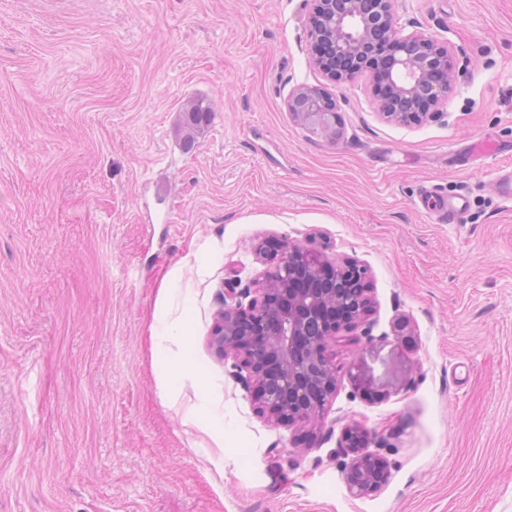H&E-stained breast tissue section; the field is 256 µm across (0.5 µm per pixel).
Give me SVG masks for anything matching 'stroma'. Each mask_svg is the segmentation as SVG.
Listing matches in <instances>:
<instances>
[{
  "label": "stroma",
  "instance_id": "1",
  "mask_svg": "<svg viewBox=\"0 0 512 512\" xmlns=\"http://www.w3.org/2000/svg\"><path fill=\"white\" fill-rule=\"evenodd\" d=\"M308 11L0 0V512H512V205L489 186L512 155L467 157L512 144V0H398L457 67L418 125L378 112L371 73L329 84ZM302 85L329 89L335 139L288 112ZM432 183L469 194L462 224L417 211ZM269 237L370 288L324 413L289 426L209 345ZM157 316L190 342L153 346ZM348 430L388 465L376 493L348 486Z\"/></svg>",
  "mask_w": 512,
  "mask_h": 512
}]
</instances>
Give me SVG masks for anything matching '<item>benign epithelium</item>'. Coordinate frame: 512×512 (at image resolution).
I'll return each instance as SVG.
<instances>
[{
    "label": "benign epithelium",
    "mask_w": 512,
    "mask_h": 512,
    "mask_svg": "<svg viewBox=\"0 0 512 512\" xmlns=\"http://www.w3.org/2000/svg\"><path fill=\"white\" fill-rule=\"evenodd\" d=\"M310 38L328 52L312 57L333 82L336 60L359 63L379 42L393 50L389 67L376 76L389 86L378 100L381 113L402 123L430 117L448 97L455 62L438 40L406 33L395 19L396 0H307ZM289 112L324 136L335 134L336 103L324 89L301 86L288 95ZM273 265L258 284V297L245 305L237 292L224 296L210 345L246 370L256 399L277 422L314 416L336 386V370L327 349L336 335L361 320L369 303L367 288L351 302L342 280L357 267L330 259L292 241H276ZM346 478L357 494L378 491L387 479L386 463L345 436Z\"/></svg>",
    "instance_id": "obj_1"
}]
</instances>
